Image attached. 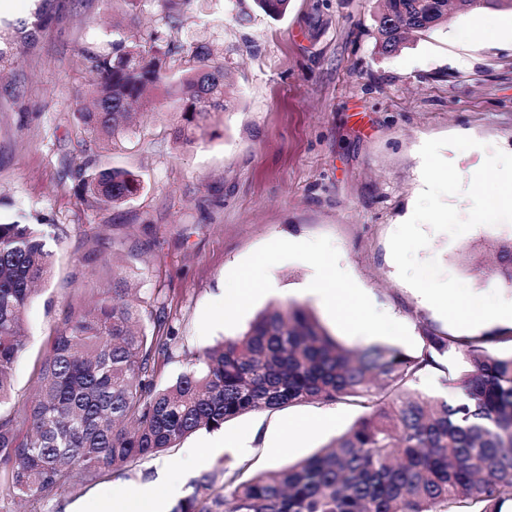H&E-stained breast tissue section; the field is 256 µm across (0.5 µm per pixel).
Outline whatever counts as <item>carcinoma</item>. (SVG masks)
I'll list each match as a JSON object with an SVG mask.
<instances>
[{
	"instance_id": "carcinoma-1",
	"label": "carcinoma",
	"mask_w": 512,
	"mask_h": 512,
	"mask_svg": "<svg viewBox=\"0 0 512 512\" xmlns=\"http://www.w3.org/2000/svg\"><path fill=\"white\" fill-rule=\"evenodd\" d=\"M496 0H383L376 43L398 51L410 32L424 33L457 12ZM290 0H257L268 15ZM96 76L91 106L78 125L112 143L134 126L131 106L147 88L168 81L179 115L174 138L189 142L231 94L223 67L204 45L116 32L110 49H79ZM85 209L110 211L143 190L135 172L86 162L74 168ZM53 254L41 224L0 220V401L24 351L22 313L35 287L52 275ZM499 269L512 281V243L499 248ZM112 296L91 308L66 305L62 326L40 367L29 407L0 415V483L21 497L66 492L76 477L94 481L137 459L157 456L188 436L214 431L239 416L309 401L365 410L325 451L297 464L248 474V462L224 466V484L207 472L172 512H503L512 503V354L491 344L512 336H428L439 353L462 352L468 370L448 400L413 389L435 365L431 352L411 356L386 344L339 342L301 305L260 313L242 334L205 352L175 381L158 383L159 361L172 354L164 303Z\"/></svg>"
}]
</instances>
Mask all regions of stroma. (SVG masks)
I'll return each instance as SVG.
<instances>
[{"label": "stroma", "instance_id": "1", "mask_svg": "<svg viewBox=\"0 0 512 512\" xmlns=\"http://www.w3.org/2000/svg\"><path fill=\"white\" fill-rule=\"evenodd\" d=\"M379 7V0H291L287 13L273 18L255 0H175L182 24L172 40L212 47L233 101L185 144L173 137L177 117L167 108L168 85L160 84L140 126L105 150L82 143L75 124L90 80L78 50H107L116 23L143 35L161 29L157 0H143L133 14L123 0H8L0 10V218L39 217L67 234L47 242L53 274L25 307L26 349L1 413L23 410L33 397L63 302L99 300L111 293L116 273L134 295L168 303L176 339L161 369L165 383L272 305L298 303L331 336L355 345L341 316L302 291L320 261L346 268L371 313L401 328L385 344L419 355L428 335L459 336L400 279L389 239L423 189L425 141L464 135L481 142L479 151L442 150L466 182L486 147L512 153V39L486 28L492 17L512 16V0L454 14L391 54L376 47ZM65 155L130 169L144 182L141 195L100 223L103 247L82 235L86 217L60 164ZM288 236L317 244L316 253L288 251ZM510 242L512 223L457 238L434 232L418 257L437 258L475 294L496 290L512 301V282L497 272L498 247ZM267 281L276 290L262 291ZM247 282L254 294L225 318V288ZM437 361L415 388L455 398L448 379L466 370L465 358L452 349ZM360 415L330 402L245 414L69 492L21 500L0 486V512H94L102 501L170 478L186 497L202 473L228 462H250L256 472L307 458ZM304 423L310 431L282 447L285 426ZM238 437L248 438L249 448L209 450L215 440Z\"/></svg>", "mask_w": 512, "mask_h": 512}]
</instances>
